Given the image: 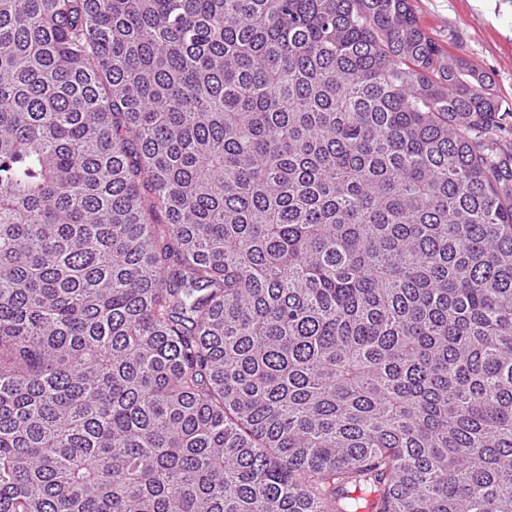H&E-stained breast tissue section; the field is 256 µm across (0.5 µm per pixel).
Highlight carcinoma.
<instances>
[{
	"mask_svg": "<svg viewBox=\"0 0 512 512\" xmlns=\"http://www.w3.org/2000/svg\"><path fill=\"white\" fill-rule=\"evenodd\" d=\"M511 112L410 0H0V512H512Z\"/></svg>",
	"mask_w": 512,
	"mask_h": 512,
	"instance_id": "obj_1",
	"label": "carcinoma"
}]
</instances>
